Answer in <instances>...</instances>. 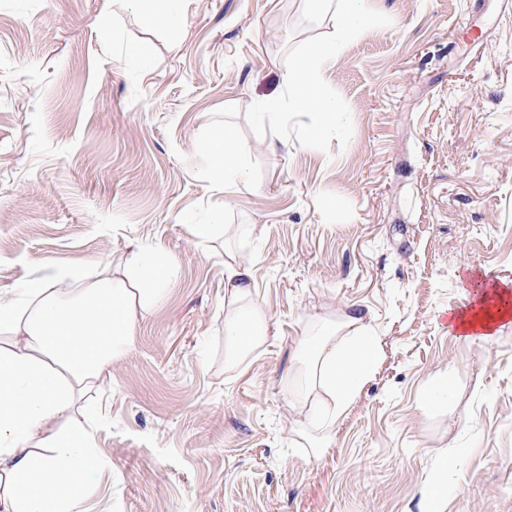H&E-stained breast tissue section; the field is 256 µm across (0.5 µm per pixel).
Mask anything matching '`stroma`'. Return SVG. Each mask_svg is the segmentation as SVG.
<instances>
[{
	"instance_id": "35a3bbf8",
	"label": "stroma",
	"mask_w": 512,
	"mask_h": 512,
	"mask_svg": "<svg viewBox=\"0 0 512 512\" xmlns=\"http://www.w3.org/2000/svg\"><path fill=\"white\" fill-rule=\"evenodd\" d=\"M366 12L319 71L338 109L311 140L284 78L334 13L177 0L164 26L126 0H0V298L141 249L176 268L80 403L86 512H423L432 486L436 512H512V328L448 332L477 282L512 284V0ZM226 126L253 148L228 181L201 149ZM232 255L267 341L229 369ZM352 308L379 362L317 450L297 347Z\"/></svg>"
}]
</instances>
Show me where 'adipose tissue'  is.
Returning a JSON list of instances; mask_svg holds the SVG:
<instances>
[{
	"label": "adipose tissue",
	"mask_w": 512,
	"mask_h": 512,
	"mask_svg": "<svg viewBox=\"0 0 512 512\" xmlns=\"http://www.w3.org/2000/svg\"><path fill=\"white\" fill-rule=\"evenodd\" d=\"M333 49H309L286 78L296 111L318 112L310 126L318 136L336 114L316 74ZM214 166L232 173L250 154L232 129L215 132L203 145ZM172 263H146L134 255L118 276L75 273L22 288L21 303L0 302V512H84V491L97 464L90 434L70 415L80 396L94 389L112 363L134 342L139 317L173 276ZM229 294L224 317L235 362L260 348L266 321L251 305L250 270L233 264L224 281ZM449 328L474 343H486L512 328V285L475 289L466 310L451 315ZM298 360L324 390L328 402L313 412L321 429L333 428L360 384L378 362L375 337L360 311L304 339Z\"/></svg>",
	"instance_id": "adipose-tissue-1"
}]
</instances>
